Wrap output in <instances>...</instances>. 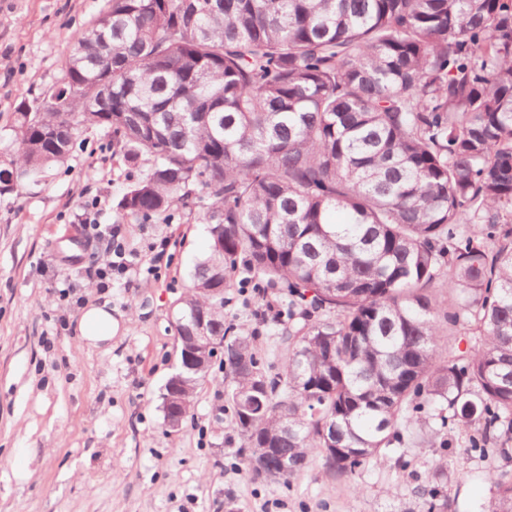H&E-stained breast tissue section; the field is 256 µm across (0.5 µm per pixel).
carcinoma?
I'll list each match as a JSON object with an SVG mask.
<instances>
[{
    "label": "carcinoma",
    "instance_id": "carcinoma-1",
    "mask_svg": "<svg viewBox=\"0 0 512 512\" xmlns=\"http://www.w3.org/2000/svg\"><path fill=\"white\" fill-rule=\"evenodd\" d=\"M112 99L85 111L98 80ZM63 86L17 108L0 195L69 154L82 129L152 165L120 208H203L211 251L175 325L224 345L250 456L318 454L350 476L403 443L476 429L512 458V0H106ZM244 266L288 293L284 371L249 410L251 338L224 329ZM450 276V310L432 294ZM473 328L465 349L443 326ZM486 512H512V474ZM427 512H452L437 491Z\"/></svg>",
    "mask_w": 512,
    "mask_h": 512
}]
</instances>
